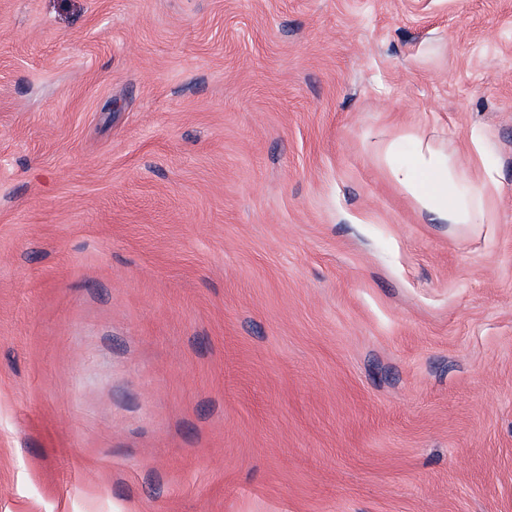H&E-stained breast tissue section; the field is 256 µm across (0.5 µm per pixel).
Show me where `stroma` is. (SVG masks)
<instances>
[{
	"mask_svg": "<svg viewBox=\"0 0 512 512\" xmlns=\"http://www.w3.org/2000/svg\"><path fill=\"white\" fill-rule=\"evenodd\" d=\"M0 512H512V0H0ZM411 157L405 163H390L391 176L413 208L442 224H479L486 217L494 170L487 162V146L479 136L472 147L481 160L482 173L473 181L464 176L459 161L451 154L423 145L420 136L411 137Z\"/></svg>",
	"mask_w": 512,
	"mask_h": 512,
	"instance_id": "obj_1",
	"label": "stroma"
}]
</instances>
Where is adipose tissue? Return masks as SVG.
Wrapping results in <instances>:
<instances>
[{"instance_id":"1","label":"adipose tissue","mask_w":512,"mask_h":512,"mask_svg":"<svg viewBox=\"0 0 512 512\" xmlns=\"http://www.w3.org/2000/svg\"><path fill=\"white\" fill-rule=\"evenodd\" d=\"M411 157L391 163L394 182L422 215L444 224H473L484 219L496 188L494 171L487 165V146L473 137L472 147L484 165L478 180L464 176L459 161L451 154L425 146L422 137L412 139Z\"/></svg>"}]
</instances>
